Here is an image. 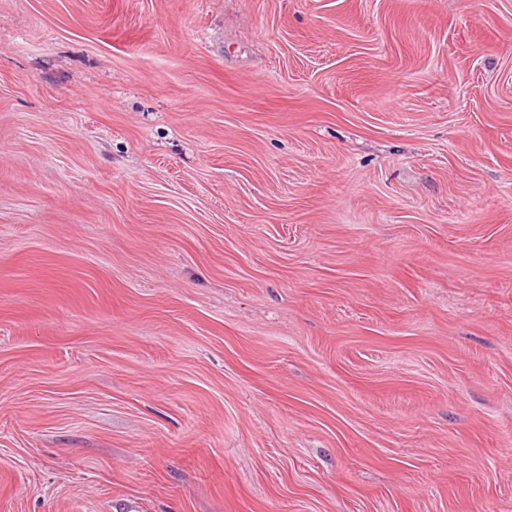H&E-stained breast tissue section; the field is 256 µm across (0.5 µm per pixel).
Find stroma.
<instances>
[{
  "instance_id": "1",
  "label": "stroma",
  "mask_w": 512,
  "mask_h": 512,
  "mask_svg": "<svg viewBox=\"0 0 512 512\" xmlns=\"http://www.w3.org/2000/svg\"><path fill=\"white\" fill-rule=\"evenodd\" d=\"M0 512H512V0H0Z\"/></svg>"
}]
</instances>
